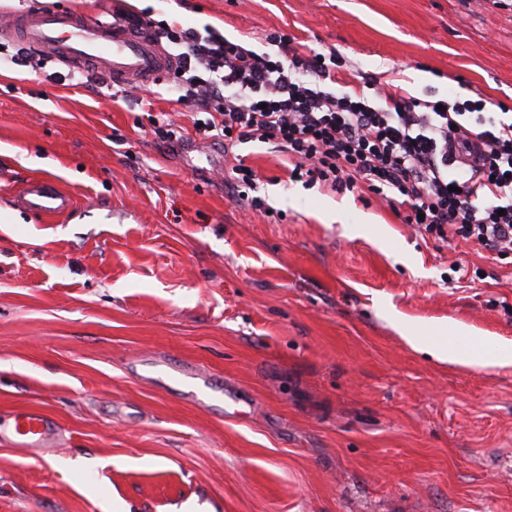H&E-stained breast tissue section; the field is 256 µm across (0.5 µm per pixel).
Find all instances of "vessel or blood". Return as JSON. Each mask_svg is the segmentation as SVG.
<instances>
[{
	"instance_id": "vessel-or-blood-1",
	"label": "vessel or blood",
	"mask_w": 512,
	"mask_h": 512,
	"mask_svg": "<svg viewBox=\"0 0 512 512\" xmlns=\"http://www.w3.org/2000/svg\"><path fill=\"white\" fill-rule=\"evenodd\" d=\"M0 35L46 52L53 60L71 68L95 67L126 86L143 84L167 71L171 59L151 31L132 24L105 25L56 8H37L23 15L0 18ZM23 208L52 217L73 207L72 198L57 185L34 179L22 188ZM60 428L40 409L25 408L10 413L0 423V438L31 449L35 454L56 452Z\"/></svg>"
}]
</instances>
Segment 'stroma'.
<instances>
[{
    "label": "stroma",
    "instance_id": "obj_1",
    "mask_svg": "<svg viewBox=\"0 0 512 512\" xmlns=\"http://www.w3.org/2000/svg\"><path fill=\"white\" fill-rule=\"evenodd\" d=\"M39 6L112 19L110 0H0ZM123 6L258 53L279 30L404 97L512 108V0ZM173 85L124 98L101 74L59 85L0 61V412L45 409L65 442L42 459L0 442V512H512V364L427 350L454 330L512 344V266L422 237L373 194L292 180L259 143L235 154L263 208L230 197L234 154ZM35 178L74 208L19 206ZM455 259L483 280L451 281ZM159 362L224 391L191 397Z\"/></svg>",
    "mask_w": 512,
    "mask_h": 512
}]
</instances>
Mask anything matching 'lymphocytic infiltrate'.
Wrapping results in <instances>:
<instances>
[{"instance_id": "f902f5d3", "label": "lymphocytic infiltrate", "mask_w": 512, "mask_h": 512, "mask_svg": "<svg viewBox=\"0 0 512 512\" xmlns=\"http://www.w3.org/2000/svg\"><path fill=\"white\" fill-rule=\"evenodd\" d=\"M145 22L174 52L179 101L205 114L196 133L233 153L232 193L255 189L256 172L233 149L258 141L308 182L377 195L424 237L512 259V114L480 99L405 98L368 78L339 88V54L278 31L259 54L210 26Z\"/></svg>"}]
</instances>
